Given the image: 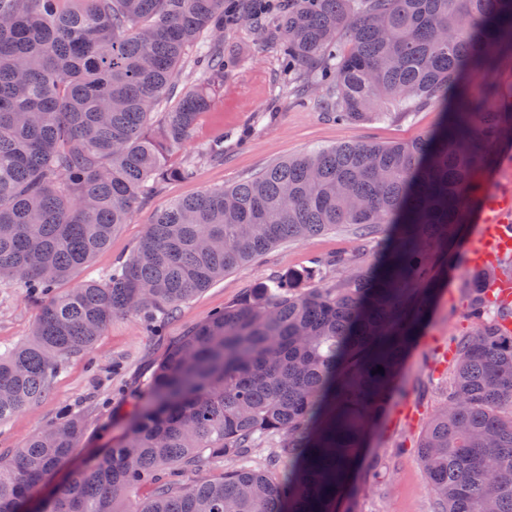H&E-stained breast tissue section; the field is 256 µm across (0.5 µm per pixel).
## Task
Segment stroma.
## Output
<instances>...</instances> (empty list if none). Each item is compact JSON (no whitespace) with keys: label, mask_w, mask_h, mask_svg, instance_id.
Wrapping results in <instances>:
<instances>
[{"label":"stroma","mask_w":512,"mask_h":512,"mask_svg":"<svg viewBox=\"0 0 512 512\" xmlns=\"http://www.w3.org/2000/svg\"><path fill=\"white\" fill-rule=\"evenodd\" d=\"M224 57L233 66L224 75L223 91L213 106L201 114L192 139L168 158L170 164H179L200 146L220 138L224 141L223 161L201 163L193 180L161 184L137 204L128 224L116 231L109 247L68 280V287L99 277L124 261L156 213L174 200L242 182L275 162L316 147L343 142L412 141L430 134L445 118L441 106L430 105L406 117L395 114L343 123L323 113L318 93H311L302 101L276 95L277 86L285 79L279 50L266 43L248 20L225 32ZM479 181L480 202L473 207L470 222L464 227L457 265L409 353L388 413L369 436L361 464L338 512L435 510V496L416 440L443 400V373L452 340L469 329L463 308L474 274L470 250L480 235L486 205L494 199L512 201V138L503 142L496 162L480 173ZM355 245L352 233L339 229L274 247L189 299L156 336L142 329L137 316L114 317L89 355L71 358L62 366L42 399L0 423V455H12L65 405L76 409L85 425L74 463L110 446L125 433L131 404L152 377L158 361L189 330L246 290L269 283L273 276L305 272L316 260L352 251ZM36 314L37 309L23 288L0 285V350L24 340Z\"/></svg>","instance_id":"obj_1"}]
</instances>
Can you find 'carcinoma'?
Instances as JSON below:
<instances>
[{
    "instance_id": "cac0c4a2",
    "label": "carcinoma",
    "mask_w": 512,
    "mask_h": 512,
    "mask_svg": "<svg viewBox=\"0 0 512 512\" xmlns=\"http://www.w3.org/2000/svg\"><path fill=\"white\" fill-rule=\"evenodd\" d=\"M61 2L0 0V281L21 282L38 306L30 336L0 354V422L38 401L116 316L168 319L283 242L347 228L357 249L275 277L189 331L122 438L32 512H336L456 263L476 176L512 129V101L492 78L512 54V0L279 3L281 33H262L287 60L291 92L321 88L338 121L433 103L449 117L409 143L317 148L173 202L126 260L59 295L148 191L224 156L219 141L166 164L224 86L229 11L227 0ZM204 45L210 79L177 90ZM302 278L312 286L299 289ZM464 318L419 455L436 512H512V302L478 272ZM83 434L63 407L0 459V512H21ZM255 448L274 449L269 465L288 474L248 466ZM226 459L231 469L200 477Z\"/></svg>"
}]
</instances>
